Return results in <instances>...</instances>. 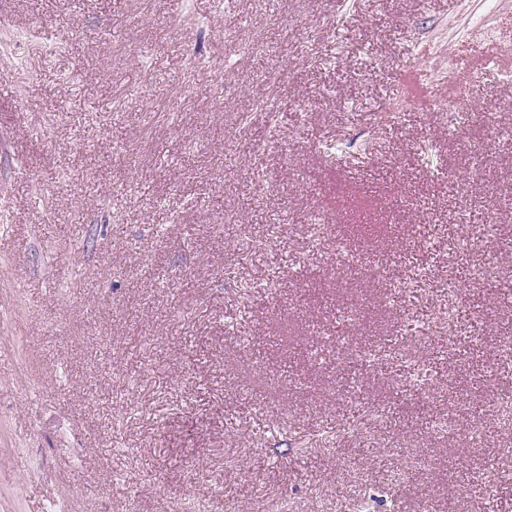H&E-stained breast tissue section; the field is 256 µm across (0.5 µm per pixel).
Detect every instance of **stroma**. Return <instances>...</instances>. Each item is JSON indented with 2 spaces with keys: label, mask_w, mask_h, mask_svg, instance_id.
Instances as JSON below:
<instances>
[{
  "label": "stroma",
  "mask_w": 512,
  "mask_h": 512,
  "mask_svg": "<svg viewBox=\"0 0 512 512\" xmlns=\"http://www.w3.org/2000/svg\"><path fill=\"white\" fill-rule=\"evenodd\" d=\"M216 2L0 0V512H512L490 454L512 435L464 418L512 381L488 354L512 338V152L480 161L512 131V0ZM476 37L504 76H458ZM340 240L433 276L393 299ZM464 261L494 276L463 285L479 337L440 340L436 389L350 372Z\"/></svg>",
  "instance_id": "1"
}]
</instances>
